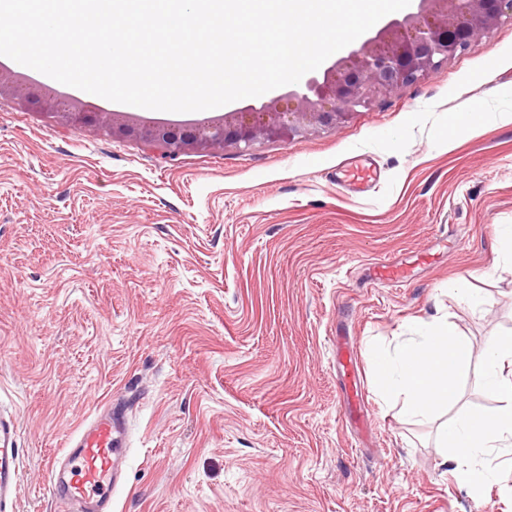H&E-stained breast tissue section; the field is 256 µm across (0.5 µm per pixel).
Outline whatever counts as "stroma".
Masks as SVG:
<instances>
[{
	"mask_svg": "<svg viewBox=\"0 0 512 512\" xmlns=\"http://www.w3.org/2000/svg\"><path fill=\"white\" fill-rule=\"evenodd\" d=\"M482 107L478 134L448 117ZM512 25L341 127L244 152L82 131L0 95V414L19 424L15 512H60L53 456L108 400L127 423L117 512H512L473 494L443 417L380 399L369 352L416 324L473 344L458 410L493 406L487 336L512 332ZM365 159L359 196L336 171ZM404 282L376 280L377 263ZM467 277L483 302L449 291ZM353 349L358 370L339 364ZM365 388L356 408L352 387Z\"/></svg>",
	"mask_w": 512,
	"mask_h": 512,
	"instance_id": "35a3bbf8",
	"label": "stroma"
}]
</instances>
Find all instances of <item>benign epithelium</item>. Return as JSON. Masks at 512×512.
<instances>
[{
    "label": "benign epithelium",
    "instance_id": "1",
    "mask_svg": "<svg viewBox=\"0 0 512 512\" xmlns=\"http://www.w3.org/2000/svg\"><path fill=\"white\" fill-rule=\"evenodd\" d=\"M512 24V0H418L417 11L389 20L374 35L287 91L259 106L197 123L126 121L117 112H85L61 105L54 94L37 105L57 121L90 125L112 136L156 143L167 153L246 151L264 141L283 142L336 128L371 109L402 86L422 80L458 53L479 47L489 32ZM31 84L0 70V94L30 102Z\"/></svg>",
    "mask_w": 512,
    "mask_h": 512
}]
</instances>
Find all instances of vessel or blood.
<instances>
[{
    "label": "vessel or blood",
    "instance_id": "vessel-or-blood-1",
    "mask_svg": "<svg viewBox=\"0 0 512 512\" xmlns=\"http://www.w3.org/2000/svg\"><path fill=\"white\" fill-rule=\"evenodd\" d=\"M18 438L17 425L0 417V512H9L21 488ZM125 439L123 412L113 403L68 439L60 465L50 467L47 478L61 512H113Z\"/></svg>",
    "mask_w": 512,
    "mask_h": 512
}]
</instances>
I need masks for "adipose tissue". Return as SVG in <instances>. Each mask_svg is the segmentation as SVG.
<instances>
[{"label": "adipose tissue", "instance_id": "ef3b65f1", "mask_svg": "<svg viewBox=\"0 0 512 512\" xmlns=\"http://www.w3.org/2000/svg\"><path fill=\"white\" fill-rule=\"evenodd\" d=\"M472 355L470 339L455 322L423 323L415 338L374 357L376 391L401 401L410 416L429 417L456 404L458 380ZM483 358L484 388L496 407L450 417L438 432L453 473L475 494L498 477L490 456L512 455V335L488 336Z\"/></svg>", "mask_w": 512, "mask_h": 512}]
</instances>
